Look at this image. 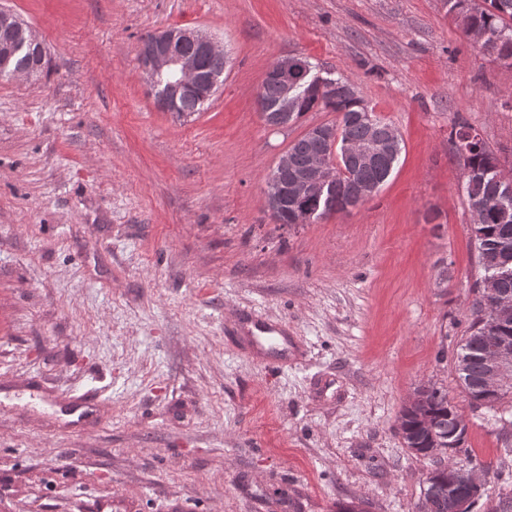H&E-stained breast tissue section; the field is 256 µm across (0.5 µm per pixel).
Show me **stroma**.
Listing matches in <instances>:
<instances>
[{"label": "stroma", "mask_w": 512, "mask_h": 512, "mask_svg": "<svg viewBox=\"0 0 512 512\" xmlns=\"http://www.w3.org/2000/svg\"><path fill=\"white\" fill-rule=\"evenodd\" d=\"M47 51L0 80V512H418L434 467L398 431L423 385L485 463L473 512H512V401L473 409L453 365L482 271L450 139L512 168V67L448 0H0ZM199 29L227 54L191 119L137 51ZM306 56L402 140L358 207L279 225L265 182L338 113L270 129L264 76ZM288 331L255 341L247 316ZM97 399L86 414L83 394Z\"/></svg>", "instance_id": "35a3bbf8"}]
</instances>
